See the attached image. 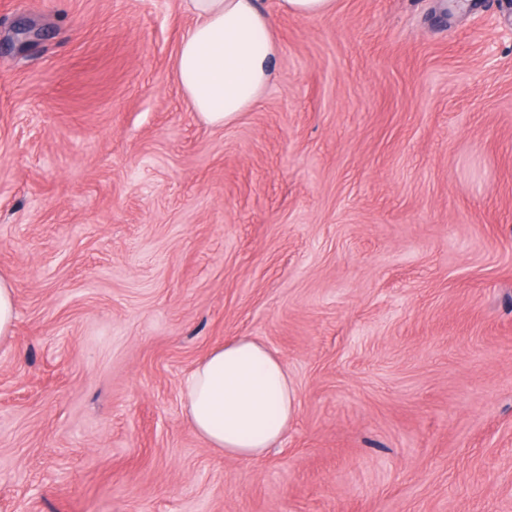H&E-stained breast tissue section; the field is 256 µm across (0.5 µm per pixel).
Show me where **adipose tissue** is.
Here are the masks:
<instances>
[{
  "instance_id": "ef3b65f1",
  "label": "adipose tissue",
  "mask_w": 512,
  "mask_h": 512,
  "mask_svg": "<svg viewBox=\"0 0 512 512\" xmlns=\"http://www.w3.org/2000/svg\"><path fill=\"white\" fill-rule=\"evenodd\" d=\"M196 22L179 43L175 79L193 110L224 126L249 111L272 76L279 45L257 0H187ZM183 411L209 447L235 458L273 448L296 412L280 357L238 336L213 349L184 380Z\"/></svg>"
}]
</instances>
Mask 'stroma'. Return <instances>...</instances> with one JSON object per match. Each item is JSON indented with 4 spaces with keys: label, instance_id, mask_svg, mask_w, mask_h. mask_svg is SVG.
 <instances>
[{
    "label": "stroma",
    "instance_id": "obj_1",
    "mask_svg": "<svg viewBox=\"0 0 512 512\" xmlns=\"http://www.w3.org/2000/svg\"><path fill=\"white\" fill-rule=\"evenodd\" d=\"M261 5L216 127L185 0H0V512H512V0ZM237 336L297 391L253 459L182 413ZM196 18L179 43L175 79L193 110L215 126L231 124L260 99L279 45L258 0H185ZM335 6V0H279L278 4L281 11L300 17L323 16ZM15 289L10 280L0 277V340L12 334L16 319Z\"/></svg>",
    "mask_w": 512,
    "mask_h": 512
}]
</instances>
